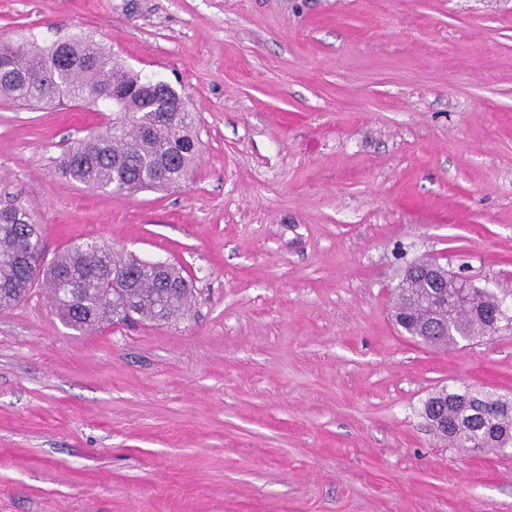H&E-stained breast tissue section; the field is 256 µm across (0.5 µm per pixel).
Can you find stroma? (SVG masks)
<instances>
[{
	"label": "stroma",
	"mask_w": 512,
	"mask_h": 512,
	"mask_svg": "<svg viewBox=\"0 0 512 512\" xmlns=\"http://www.w3.org/2000/svg\"><path fill=\"white\" fill-rule=\"evenodd\" d=\"M84 32L197 114L192 177L92 192L112 114L0 101V204L45 259L94 239L192 279L172 324L0 308V512H512V454L436 442L441 386L512 394V330L431 350L405 262L512 303V0H0V39Z\"/></svg>",
	"instance_id": "1"
}]
</instances>
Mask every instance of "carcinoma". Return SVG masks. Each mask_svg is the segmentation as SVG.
<instances>
[{
	"label": "carcinoma",
	"instance_id": "1",
	"mask_svg": "<svg viewBox=\"0 0 512 512\" xmlns=\"http://www.w3.org/2000/svg\"><path fill=\"white\" fill-rule=\"evenodd\" d=\"M122 90L123 119L74 140L57 160L56 172L92 191L132 195L185 182L200 142L196 116L163 85L149 86L91 36L75 33L65 43L41 46L22 36L0 41V99L61 105L66 101L112 103ZM43 253L42 227L18 201L0 206V307L19 303L35 283L52 293L57 315L70 326L93 330L137 318L170 323L185 315L191 288L172 263L159 270L136 258L116 259L95 241L73 245L48 264L31 266ZM500 297L486 288L465 290L449 278L435 283L414 274L395 289L397 311H409L408 332L416 342L447 349L487 337L488 312ZM419 415L434 437L456 447L496 453L512 445V403L468 386L431 393Z\"/></svg>",
	"mask_w": 512,
	"mask_h": 512
}]
</instances>
